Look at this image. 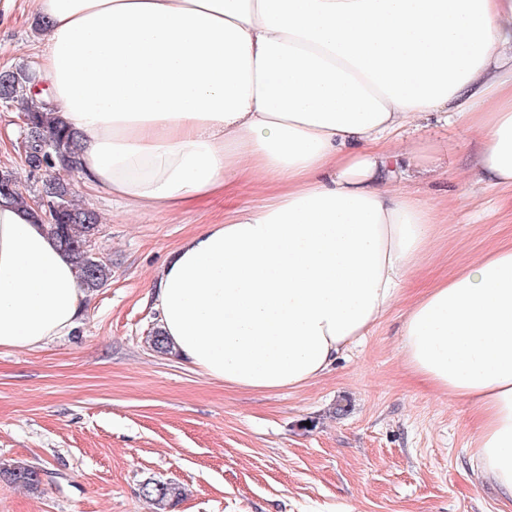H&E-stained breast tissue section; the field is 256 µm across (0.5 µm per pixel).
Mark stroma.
Masks as SVG:
<instances>
[{"instance_id":"stroma-1","label":"stroma","mask_w":512,"mask_h":512,"mask_svg":"<svg viewBox=\"0 0 512 512\" xmlns=\"http://www.w3.org/2000/svg\"><path fill=\"white\" fill-rule=\"evenodd\" d=\"M41 49L27 0H15L0 18V70L29 71ZM21 112L18 101L0 106V168L33 200L41 179L22 162ZM408 137L433 152L401 184L447 205L448 223L403 302L311 383L277 391L224 385L149 346L153 274L223 219V199L132 217L71 174L76 200L101 216L97 250L112 277L70 335L0 349V465L46 472L36 491L0 476V512H156L140 493L149 479L184 489L171 512H504L473 474L469 404L418 381L399 344L421 279L512 240V187L469 193L478 138L466 125L432 113Z\"/></svg>"}]
</instances>
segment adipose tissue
<instances>
[{
	"mask_svg": "<svg viewBox=\"0 0 512 512\" xmlns=\"http://www.w3.org/2000/svg\"><path fill=\"white\" fill-rule=\"evenodd\" d=\"M34 71L81 137L78 172L128 211L216 196L150 284L159 329L204 375L303 386L401 298L436 206L401 186L430 112L478 135V180L512 186V0H30ZM261 204L235 203L241 186ZM0 200V348L69 334L86 293L35 220ZM410 372L473 411L477 476L512 502V243L407 307Z\"/></svg>",
	"mask_w": 512,
	"mask_h": 512,
	"instance_id": "1",
	"label": "adipose tissue"
}]
</instances>
